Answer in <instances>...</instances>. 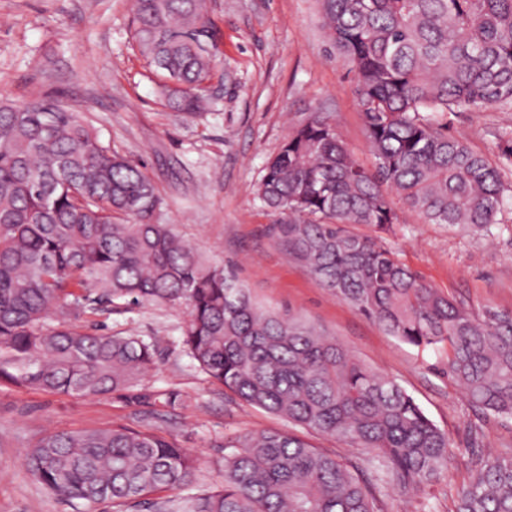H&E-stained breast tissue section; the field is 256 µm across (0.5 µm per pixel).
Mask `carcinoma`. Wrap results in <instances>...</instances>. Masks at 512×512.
<instances>
[{"label": "carcinoma", "instance_id": "carcinoma-1", "mask_svg": "<svg viewBox=\"0 0 512 512\" xmlns=\"http://www.w3.org/2000/svg\"><path fill=\"white\" fill-rule=\"evenodd\" d=\"M324 33L355 76L373 162L357 161L313 112L288 135L256 189L269 232L315 280L418 349L448 347V374L470 405L512 417V313L477 314L400 262L385 243L399 216L387 190L431 224L506 230L512 132L498 163L447 133L461 107L512 109V0H319ZM133 39L161 72L168 103H210L218 51L207 0H134ZM143 169L112 151L78 112L51 99L0 102V382L158 411L186 409L177 391L142 380L158 342L100 332L85 319L122 305H186L184 352L243 403L302 432L224 438V483L196 487L198 459L162 436L119 426L44 435L23 464L65 501L121 508L158 491L179 512H377L358 467L307 434L366 448L376 482L416 492L452 460L448 436L414 398L335 338L256 305L161 220ZM367 226L375 235L352 230ZM456 512H512V457L469 466Z\"/></svg>", "mask_w": 512, "mask_h": 512}]
</instances>
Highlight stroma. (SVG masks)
I'll return each instance as SVG.
<instances>
[{"label":"stroma","mask_w":512,"mask_h":512,"mask_svg":"<svg viewBox=\"0 0 512 512\" xmlns=\"http://www.w3.org/2000/svg\"><path fill=\"white\" fill-rule=\"evenodd\" d=\"M219 47L213 106L183 117L161 93L153 68L134 49L128 0H0V100L54 97L82 113L113 151L141 165L164 201L162 218L197 253L230 266L253 301L333 336L366 366L404 388L444 431L454 457L423 493L381 486L378 512H455L456 492L481 449L512 454V419L475 412L448 375V349H417L388 335L355 307L287 259L255 195L268 157L293 127L321 112L352 155L370 163L364 116L348 66L327 43L316 0H210ZM449 135L496 160L498 130L512 109L463 107L444 118ZM387 245L440 292L474 312L512 310V200L499 215L508 229L488 238L467 227L430 224L400 210ZM182 305H129L97 316L112 333L158 338L162 355L145 378L150 390L179 391L186 410L166 416L116 398H85L0 384V512H113L44 491L23 455L44 434L131 426L198 455L197 485L224 482V437L289 430L286 419L248 406L194 368L179 337Z\"/></svg>","instance_id":"stroma-1"}]
</instances>
